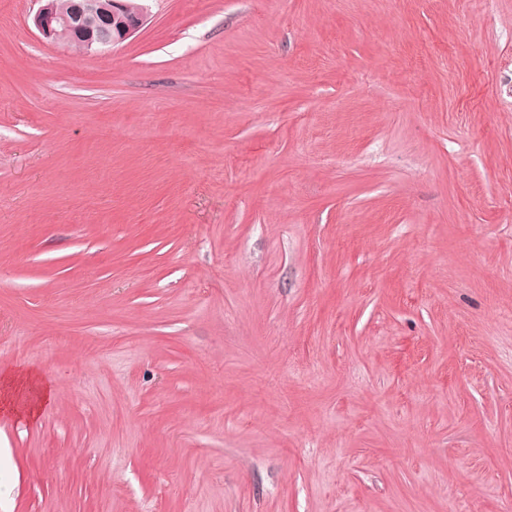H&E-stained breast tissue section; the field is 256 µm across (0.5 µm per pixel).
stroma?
<instances>
[{
	"label": "stroma",
	"instance_id": "stroma-1",
	"mask_svg": "<svg viewBox=\"0 0 512 512\" xmlns=\"http://www.w3.org/2000/svg\"><path fill=\"white\" fill-rule=\"evenodd\" d=\"M0 0V512L512 505V0ZM33 24L52 43L69 41L84 52H106L138 32L147 8L127 0H36Z\"/></svg>",
	"mask_w": 512,
	"mask_h": 512
}]
</instances>
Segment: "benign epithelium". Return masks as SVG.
Returning a JSON list of instances; mask_svg holds the SVG:
<instances>
[{"instance_id": "benign-epithelium-1", "label": "benign epithelium", "mask_w": 512, "mask_h": 512, "mask_svg": "<svg viewBox=\"0 0 512 512\" xmlns=\"http://www.w3.org/2000/svg\"><path fill=\"white\" fill-rule=\"evenodd\" d=\"M33 24L52 43L69 41L84 52H106L138 32L147 8L127 0H38Z\"/></svg>"}]
</instances>
